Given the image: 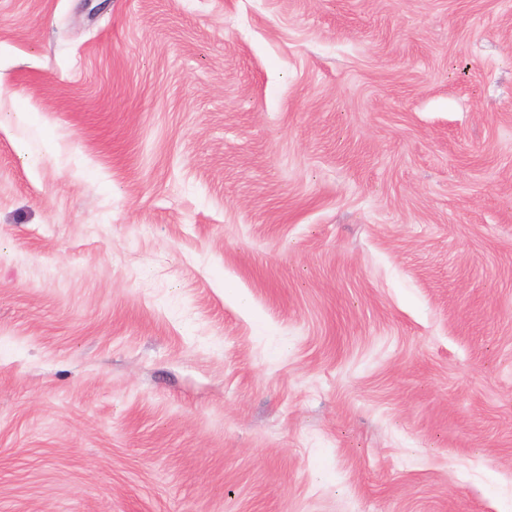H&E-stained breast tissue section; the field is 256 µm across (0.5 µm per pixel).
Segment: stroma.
Masks as SVG:
<instances>
[{"label":"stroma","mask_w":512,"mask_h":512,"mask_svg":"<svg viewBox=\"0 0 512 512\" xmlns=\"http://www.w3.org/2000/svg\"><path fill=\"white\" fill-rule=\"evenodd\" d=\"M0 512H512V0H0Z\"/></svg>","instance_id":"1"}]
</instances>
